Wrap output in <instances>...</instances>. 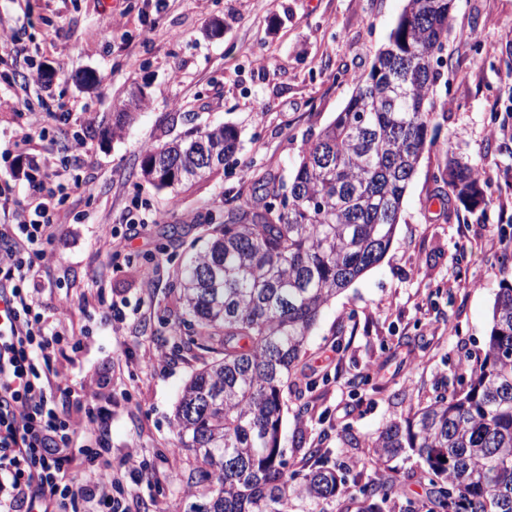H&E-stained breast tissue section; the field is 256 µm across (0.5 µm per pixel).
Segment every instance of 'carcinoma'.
<instances>
[{
    "label": "carcinoma",
    "mask_w": 512,
    "mask_h": 512,
    "mask_svg": "<svg viewBox=\"0 0 512 512\" xmlns=\"http://www.w3.org/2000/svg\"><path fill=\"white\" fill-rule=\"evenodd\" d=\"M451 0H407L345 108L302 150L288 184L258 178L263 193L231 210L178 271L185 321L204 344L224 333V356L194 374L175 408L180 447L193 452L197 512H326L342 479L323 465L301 481L285 470L282 393L305 354L321 309L388 252L404 196L428 140L434 63L448 34ZM133 96L103 133L132 120ZM238 148L230 126L191 130L144 153L141 174L159 189L210 178ZM467 207L486 200L474 166L441 173ZM385 465L411 451L426 465L442 512H512V283L465 388L440 395L370 440ZM397 490H362L363 512Z\"/></svg>",
    "instance_id": "obj_1"
}]
</instances>
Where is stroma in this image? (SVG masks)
<instances>
[{
    "mask_svg": "<svg viewBox=\"0 0 512 512\" xmlns=\"http://www.w3.org/2000/svg\"><path fill=\"white\" fill-rule=\"evenodd\" d=\"M406 0H0L46 80L20 85L0 58V224L35 194L28 168L72 162L54 216L42 312L62 338L54 364L72 384L87 371L112 380V456L139 448L156 472L131 486V512H193L191 454L178 446L175 406L184 385L213 352L192 345L176 272L228 210L253 200L266 173L287 182L303 145L351 97V73L367 75ZM221 21V37L209 36ZM426 150L407 188L383 260L325 308L283 393L282 440L288 472L313 462L339 466L347 490L333 512H360L362 486L381 476L399 490L382 512H411L428 487L417 455L380 473L370 439L438 395L466 385L492 325L502 283L512 282V0H454L440 54ZM99 83L82 89L75 74ZM144 106L121 133L102 137L99 121L135 89ZM67 103L73 118L49 122L16 148L42 105ZM230 125L240 146L211 179L157 189L140 172L144 151L202 129ZM85 148L73 155L74 139ZM477 167L490 205L469 209L440 178L448 158ZM157 215L154 224L145 223ZM122 241L111 248L105 233ZM152 287H145V279ZM120 320H105L106 304ZM167 357L152 361L155 347ZM368 384H361V376ZM317 449L316 458L306 457Z\"/></svg>",
    "mask_w": 512,
    "mask_h": 512,
    "instance_id": "stroma-1",
    "label": "stroma"
}]
</instances>
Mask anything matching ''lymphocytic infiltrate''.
Returning a JSON list of instances; mask_svg holds the SVG:
<instances>
[{"label":"lymphocytic infiltrate","mask_w":512,"mask_h":512,"mask_svg":"<svg viewBox=\"0 0 512 512\" xmlns=\"http://www.w3.org/2000/svg\"><path fill=\"white\" fill-rule=\"evenodd\" d=\"M59 204L39 196L0 225V512H129L125 482L153 473L131 450L110 464L113 412L97 402L106 381L59 379V336L34 310Z\"/></svg>","instance_id":"lymphocytic-infiltrate-1"}]
</instances>
